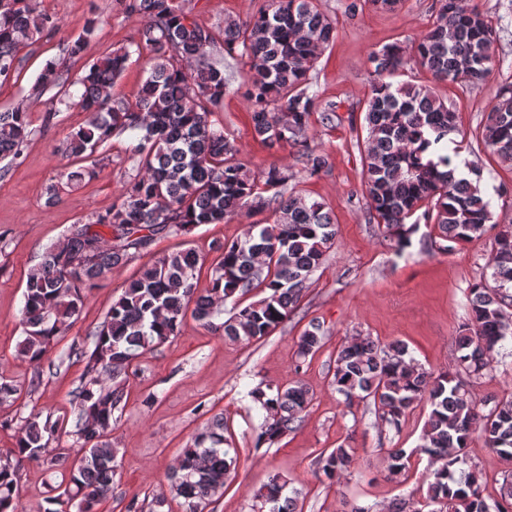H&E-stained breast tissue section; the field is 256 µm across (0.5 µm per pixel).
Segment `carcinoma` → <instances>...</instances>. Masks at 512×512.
I'll return each instance as SVG.
<instances>
[{"label":"carcinoma","mask_w":512,"mask_h":512,"mask_svg":"<svg viewBox=\"0 0 512 512\" xmlns=\"http://www.w3.org/2000/svg\"><path fill=\"white\" fill-rule=\"evenodd\" d=\"M123 9L146 19L133 42L136 53L153 60L150 75L133 101L112 95L115 78L131 56L124 47L92 63L77 83L54 63L38 76L32 90L38 98L59 88L62 101L89 115L86 125L66 137L61 154L88 159L113 136L127 131L138 143L130 160L137 170L118 202L88 224L71 226L65 241L48 246L27 276L21 321L24 338L18 355L41 361L57 337L79 315L85 291L148 249L164 235H186L203 224H221L245 209L272 210L270 224H253L244 237L216 247L209 284L197 287L199 256L191 250L164 254L124 289L94 334L89 379L76 391L75 444L79 450L62 475L45 512H99L112 496L116 450L108 440L114 411L123 391L112 384L129 369L138 352L176 335L186 316L207 329L239 341L271 334L297 307L303 284L322 264L334 244L336 224L322 203L300 195L285 196L288 177L277 167L260 176L238 160L239 148L224 135L216 118L230 83L224 64L208 55L218 44L247 67L244 84L251 103L255 136L269 149L292 145L313 176L327 165L311 148L306 132L319 112L332 119L336 105L311 90L309 75L322 50L336 39V23L319 0H263L249 20H230L222 28L206 27L176 0H117ZM436 15L414 44L415 57L434 79L467 87L487 81L494 59L481 53L492 46L496 22L461 0H438ZM100 19L90 18L82 34L66 48L81 55ZM56 27L28 0H0V80L18 79V53L25 42ZM375 76L366 103L367 140L363 155L365 192L370 219L385 225L401 249L410 245L406 221L434 225L443 241L438 250L469 242L486 231L492 213L481 190L482 172L459 160L464 144L456 111L425 84L394 83L404 60L390 45L369 55ZM79 85L77 92L70 87ZM31 133L24 108L0 111V160L15 159ZM484 149L512 165V85L498 88L481 132ZM97 175L95 166L62 172L48 187L58 200L72 182ZM490 278L470 288L469 320L455 336V361L476 379L491 367L512 338V227L494 236ZM254 288L267 296L239 309L221 324L213 319L236 293ZM320 324L310 322L299 336V357L321 346ZM332 386L351 403L373 400L385 424L397 429L415 404L430 411L415 452L442 462L426 476L433 512H512V481L506 479L499 499L488 503L480 478L468 464L466 448L474 434L506 461L512 459V398L478 399L458 374H435L423 368L400 340L381 345L360 338L337 351ZM252 398L266 412L257 443L275 442L292 431L307 408L309 391L301 385L257 387ZM64 420L34 415L20 426L9 455L0 456V512H16L20 470L27 461L55 462L51 447ZM412 453L386 450L390 475L408 468ZM354 449L342 446L322 458L321 471L339 481L350 469ZM237 457L224 448V413L212 417L206 430L182 450L171 476L173 497L183 512H204L236 470ZM256 497L269 512H297L296 495L286 494L277 477L263 484Z\"/></svg>","instance_id":"obj_1"}]
</instances>
